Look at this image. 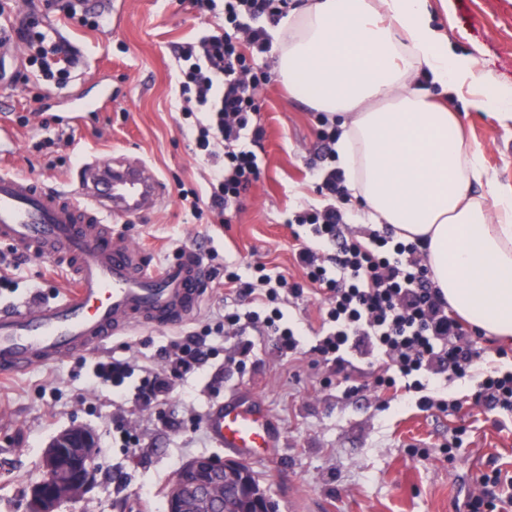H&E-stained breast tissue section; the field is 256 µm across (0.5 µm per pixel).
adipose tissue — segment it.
<instances>
[{
  "label": "adipose tissue",
  "instance_id": "adipose-tissue-1",
  "mask_svg": "<svg viewBox=\"0 0 512 512\" xmlns=\"http://www.w3.org/2000/svg\"><path fill=\"white\" fill-rule=\"evenodd\" d=\"M275 68L292 96L328 115L336 163L372 223L420 241L449 306L512 343V195L485 204V175L456 110L433 88L512 121V88L491 84L432 24L429 0H304L271 30Z\"/></svg>",
  "mask_w": 512,
  "mask_h": 512
}]
</instances>
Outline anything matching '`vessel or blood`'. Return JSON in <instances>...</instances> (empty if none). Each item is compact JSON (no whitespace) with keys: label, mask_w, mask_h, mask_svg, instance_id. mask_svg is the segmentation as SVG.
<instances>
[{"label":"vessel or blood","mask_w":512,"mask_h":512,"mask_svg":"<svg viewBox=\"0 0 512 512\" xmlns=\"http://www.w3.org/2000/svg\"><path fill=\"white\" fill-rule=\"evenodd\" d=\"M165 188L144 163L117 158L84 164L63 192L0 170V241L65 265L72 277L61 301L0 310V375H15L105 342L137 326L192 319L208 277L197 246L162 266L112 230V220L157 207ZM205 425L218 447L249 460L273 447L258 407L229 400Z\"/></svg>","instance_id":"obj_1"}]
</instances>
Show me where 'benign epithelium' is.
<instances>
[{
	"instance_id": "benign-epithelium-1",
	"label": "benign epithelium",
	"mask_w": 512,
	"mask_h": 512,
	"mask_svg": "<svg viewBox=\"0 0 512 512\" xmlns=\"http://www.w3.org/2000/svg\"><path fill=\"white\" fill-rule=\"evenodd\" d=\"M98 447L92 430L75 424L54 436L43 455L44 479L31 489L27 512H57L60 503L81 498L97 469ZM236 501H253L264 508L265 499L245 481L238 461L194 457L179 468L166 499L167 512H228L225 490Z\"/></svg>"
}]
</instances>
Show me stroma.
<instances>
[{"mask_svg":"<svg viewBox=\"0 0 512 512\" xmlns=\"http://www.w3.org/2000/svg\"><path fill=\"white\" fill-rule=\"evenodd\" d=\"M433 23L457 53L478 59L494 82L512 84V0H434ZM16 16L53 24L80 53L70 84L99 109L84 112L37 82L22 65L18 42L0 49V66L17 81H0V125L14 144L0 167L63 190L81 163L121 155L144 161L166 187L164 201L146 213L114 218L117 230L163 263L189 244L205 243L213 271L202 306L176 327H141L47 365L0 378V512H26L33 486L43 478L47 444L73 424L97 437L98 471L89 490L57 512H164L166 494L180 466L198 456L224 457L210 439L206 415L227 398L261 405L276 429L272 453L252 469L279 512H459L480 474L491 467L512 476V413L474 405L471 381L438 380L439 395L458 399V409L420 411L397 397L381 402L376 366L352 357L344 395L334 365L312 353L321 334L324 296L306 287L282 296L284 321L300 333L296 354L276 337L249 332L250 351L218 329L224 321L225 271L243 279L261 263L269 275L302 279L287 225L299 203L322 205L315 167L319 114L291 98L278 73L259 93L266 138L256 153L260 181L231 223L217 215L194 218L179 201L180 189H203L208 166L179 130L177 44L204 32L193 0H112L111 31H90L59 18L44 0H15ZM469 143L500 187L512 188V124L498 113L463 110L455 99ZM39 111L29 126L18 116ZM57 137L46 153L32 150L42 135ZM70 284L68 271L34 255L16 256L0 242V308L33 300L53 303ZM195 332L214 349L206 365L177 381L151 410L135 387L142 368L160 370L171 340ZM128 363L133 374L112 386L99 372L109 362ZM456 449L448 459L447 449Z\"/></svg>","mask_w":512,"mask_h":512,"instance_id":"1","label":"stroma"}]
</instances>
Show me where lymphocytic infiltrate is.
<instances>
[{
	"label": "lymphocytic infiltrate",
	"mask_w": 512,
	"mask_h": 512,
	"mask_svg": "<svg viewBox=\"0 0 512 512\" xmlns=\"http://www.w3.org/2000/svg\"><path fill=\"white\" fill-rule=\"evenodd\" d=\"M280 0H196L209 27L197 40L177 51L179 92L184 117L179 130L193 140L210 165L206 193L184 190L183 206L197 213L209 209L222 223H229L243 197L261 176L254 150L265 137L257 122V90L268 82L264 62L272 40L258 18L279 22ZM24 43V65L49 90L67 89L80 60L66 41L44 25L26 24L15 32ZM203 121L193 122L195 113ZM318 191L325 205L300 208L294 222L296 260L305 283L285 275H259L250 282L234 272L225 274L230 300L248 301L253 309L224 311V332L244 336L249 326L262 325L277 336L281 349L295 353L298 340L282 325L283 314L275 303L279 291L301 295L313 285L325 296V324L329 330L315 345L323 360L344 373L352 352L370 362H382L377 393H404L423 411L456 409L457 401L435 395L431 377L476 379V405L512 410V371L487 366L490 350L476 346L469 330L448 314V302L434 284L425 263L422 245L396 238L392 229L370 231L365 239L346 236L344 203L349 199L341 173H324ZM174 354L167 369L144 377L137 395L153 404L168 393L176 380L202 367L210 352L203 338L189 335L170 344Z\"/></svg>",
	"instance_id": "obj_1"
}]
</instances>
